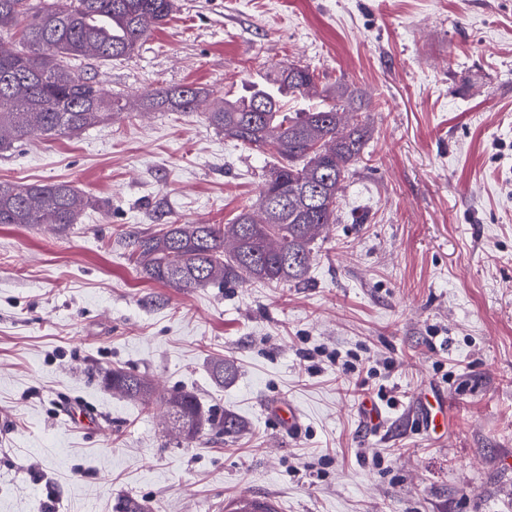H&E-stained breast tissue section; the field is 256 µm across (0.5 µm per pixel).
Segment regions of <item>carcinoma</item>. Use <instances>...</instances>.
Here are the masks:
<instances>
[{
	"label": "carcinoma",
	"mask_w": 512,
	"mask_h": 512,
	"mask_svg": "<svg viewBox=\"0 0 512 512\" xmlns=\"http://www.w3.org/2000/svg\"><path fill=\"white\" fill-rule=\"evenodd\" d=\"M173 0H0V154L33 136L73 138L124 109L93 80L73 69L79 58L122 60L151 29L163 25ZM325 102L288 111V97ZM213 99L208 123L225 136L270 152L257 200L233 222L169 224L134 242V261L152 281L206 288L226 281L298 283L306 276L320 230L336 221L344 183L363 153L369 103L345 82L328 86L315 70L275 63L246 94L229 99L195 85L159 86L142 105L163 112H197ZM91 200L67 182H0V224L79 223ZM107 385L130 399L150 400L141 374L114 369ZM171 432L183 442L205 424L196 395L175 389L160 400Z\"/></svg>",
	"instance_id": "carcinoma-1"
}]
</instances>
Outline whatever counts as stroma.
Wrapping results in <instances>:
<instances>
[{
  "mask_svg": "<svg viewBox=\"0 0 512 512\" xmlns=\"http://www.w3.org/2000/svg\"><path fill=\"white\" fill-rule=\"evenodd\" d=\"M279 62L372 99L300 283L137 273L136 237L231 223L273 164L201 113L120 112L0 154V182L94 201L62 233L0 224V512H221L244 492L281 512H512V0H178L130 57L77 68L134 98L232 94ZM331 353L356 364L350 381ZM115 368L241 427L176 441L158 406L104 385ZM436 392L442 437L422 420ZM290 404L293 430L272 414ZM77 406L104 421L70 422Z\"/></svg>",
  "mask_w": 512,
  "mask_h": 512,
  "instance_id": "stroma-1",
  "label": "stroma"
}]
</instances>
